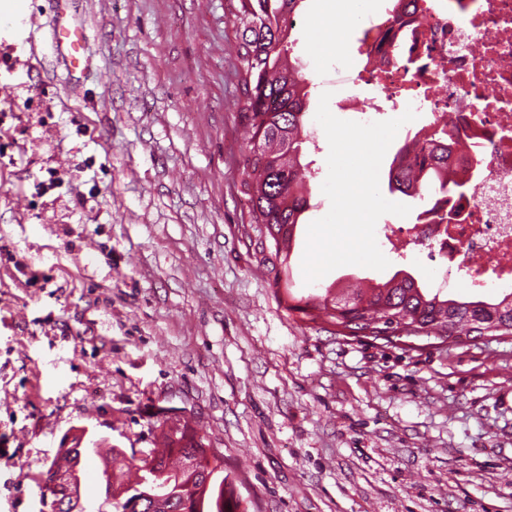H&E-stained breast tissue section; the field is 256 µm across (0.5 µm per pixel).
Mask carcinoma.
Masks as SVG:
<instances>
[{"mask_svg": "<svg viewBox=\"0 0 512 512\" xmlns=\"http://www.w3.org/2000/svg\"><path fill=\"white\" fill-rule=\"evenodd\" d=\"M303 0H239L232 13L240 97L238 112L249 141L240 172L239 192L247 201L248 225L266 227L271 256L258 260L275 285L291 252L298 224L310 208L311 177L301 163L311 133L306 127L311 83L291 59L293 18ZM444 130L428 138V157L418 159L417 144L403 142L393 154L388 171L389 192L422 200L448 193L454 171L448 164ZM276 152L277 166L266 163ZM285 308L312 322H327L361 336L369 326L387 331L404 324L423 329L428 337L512 336V292L495 302L457 299L426 288L412 274L399 270L383 282L364 288L329 287L322 294L296 296L287 292ZM158 428L163 447L157 450L165 472L147 469L143 459H127L119 448L110 449L106 463L118 476L112 496L120 498L114 512H127L131 501L160 487L174 512H229L224 494V464L212 468L191 466L189 454L205 459L204 437L187 424Z\"/></svg>", "mask_w": 512, "mask_h": 512, "instance_id": "carcinoma-1", "label": "carcinoma"}]
</instances>
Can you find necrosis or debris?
<instances>
[{"instance_id":"4bbe7bcc","label":"necrosis or debris","mask_w":512,"mask_h":512,"mask_svg":"<svg viewBox=\"0 0 512 512\" xmlns=\"http://www.w3.org/2000/svg\"><path fill=\"white\" fill-rule=\"evenodd\" d=\"M360 53L356 120L410 108L423 131L448 128L467 187L449 228L385 224L383 245L401 258L430 246L449 286L512 291V0H382L361 23Z\"/></svg>"}]
</instances>
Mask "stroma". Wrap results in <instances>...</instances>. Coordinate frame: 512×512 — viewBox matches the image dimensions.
<instances>
[{"mask_svg": "<svg viewBox=\"0 0 512 512\" xmlns=\"http://www.w3.org/2000/svg\"><path fill=\"white\" fill-rule=\"evenodd\" d=\"M323 0L294 36L314 86ZM236 0H74L88 65L52 48L54 0L0 18V512H40L60 448L142 455L158 414L224 457L240 512H512V337L408 351L288 313L244 235ZM318 147L291 277L309 291L404 269L428 249L305 284L309 222L330 208Z\"/></svg>", "mask_w": 512, "mask_h": 512, "instance_id": "1", "label": "stroma"}]
</instances>
